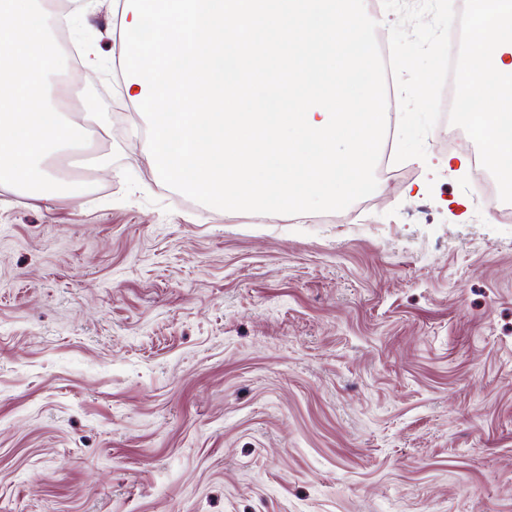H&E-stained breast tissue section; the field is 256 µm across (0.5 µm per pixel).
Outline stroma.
I'll return each mask as SVG.
<instances>
[{
    "label": "stroma",
    "instance_id": "1",
    "mask_svg": "<svg viewBox=\"0 0 512 512\" xmlns=\"http://www.w3.org/2000/svg\"><path fill=\"white\" fill-rule=\"evenodd\" d=\"M112 14L70 24L106 54ZM89 131L102 191L0 187V512H512V223L446 155L362 223L249 224Z\"/></svg>",
    "mask_w": 512,
    "mask_h": 512
}]
</instances>
